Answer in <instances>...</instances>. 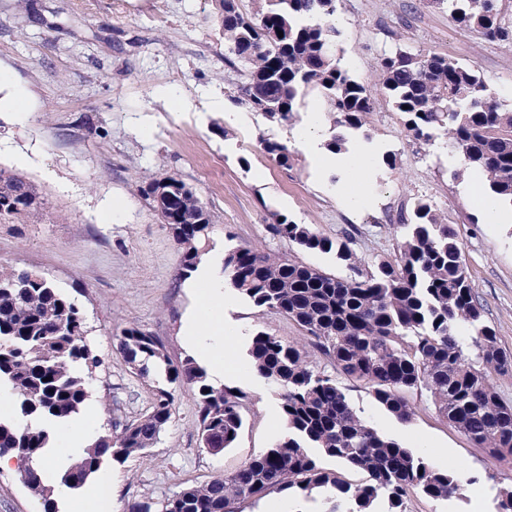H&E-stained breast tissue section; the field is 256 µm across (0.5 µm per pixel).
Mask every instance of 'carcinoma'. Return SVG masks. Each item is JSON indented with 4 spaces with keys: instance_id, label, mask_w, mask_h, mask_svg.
Segmentation results:
<instances>
[{
    "instance_id": "carcinoma-1",
    "label": "carcinoma",
    "mask_w": 512,
    "mask_h": 512,
    "mask_svg": "<svg viewBox=\"0 0 512 512\" xmlns=\"http://www.w3.org/2000/svg\"><path fill=\"white\" fill-rule=\"evenodd\" d=\"M217 2L224 59L240 77L234 103L291 125L306 95L315 92L331 116L324 147L347 151V138L336 130L367 124L371 90L338 55V0H258L251 16L237 0ZM427 2L447 6L468 30L512 44V0ZM280 31L283 37L270 42ZM375 76L414 139L430 145L445 137L467 169L486 176L487 193L512 209V104L489 88L475 65L398 47L377 58ZM142 192L183 249L185 270L192 271L196 244L212 224L210 212L173 175L148 182ZM44 210V199L24 177L0 168V220L35 222ZM397 228L398 263L381 262L368 272L347 242L275 216L273 236L303 251L335 254L348 267L344 277L248 246L224 250L225 284L259 312L296 322L330 358L333 373L312 367L297 344L266 332L253 335L249 369L278 395L286 433L234 473L186 487L158 511L148 500L134 512H234L240 498L313 488L326 490L325 512H374L379 500L385 512H407L412 491L435 500L459 493L450 471L433 467L357 414L341 377L368 384L375 402L402 423L414 415L405 393L424 388L450 425L497 461L512 462L505 455L512 453V405L491 383L492 373L512 370V356L482 320L457 235L425 200ZM120 344L133 369L164 382L155 386L147 414L88 446L65 471L62 481L72 489L98 474L104 457L123 462L153 446L172 416L171 385L193 390L201 440L210 449L231 447L243 425V393L214 387L195 358L172 364L163 344L136 326L121 329ZM99 366L79 308L55 283L0 268V383L17 392L16 410L29 421L22 430L0 422V454L24 462L21 478L41 501V512H57L39 476L50 441L45 425L81 411ZM320 455L364 472L366 482L340 479L320 466Z\"/></svg>"
}]
</instances>
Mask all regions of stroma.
Here are the masks:
<instances>
[{
	"label": "stroma",
	"instance_id": "obj_1",
	"mask_svg": "<svg viewBox=\"0 0 512 512\" xmlns=\"http://www.w3.org/2000/svg\"><path fill=\"white\" fill-rule=\"evenodd\" d=\"M215 0H0V167L32 184L46 202L38 224L0 221V266L53 281L80 309L87 342L102 365L83 414L96 431L141 417L155 378L141 377L120 347L133 325L161 340L172 362L188 354L179 334L195 304L182 286L184 255L168 225L141 193L146 182L172 175L214 216L200 255L248 245L288 256L335 276L347 270L332 254L302 251L274 239V215L309 225L350 247L366 270L395 261L400 213L429 201L457 234L483 321L512 354V223H486L469 174L444 138L415 142L401 113L380 91L364 133L349 154L374 148L362 200L345 202L349 169L319 168L297 146L321 102L309 95L294 124L270 122L233 103L237 76L224 61ZM347 27L338 48L353 74L374 82L379 54L401 45L475 64L497 91L512 93V44L492 42L455 23L427 0H339ZM287 145L280 164L264 141ZM396 158L386 165L384 155ZM266 331L291 343L304 332L292 320L259 313L235 293L224 306V351L235 368L226 386L244 394V424L220 453L203 448L197 401L174 387L172 417L146 457L106 460L118 512L162 502L186 486L224 477L265 451L285 432L279 401L247 369L246 343ZM359 415L380 433L444 469L459 464L473 481L448 500L414 492L407 512H497V491L485 476L486 449L450 426L426 390L408 392L409 422L379 407L367 385L345 381ZM324 512L321 492H271L235 501V512ZM16 469H0V512H40Z\"/></svg>",
	"mask_w": 512,
	"mask_h": 512
}]
</instances>
